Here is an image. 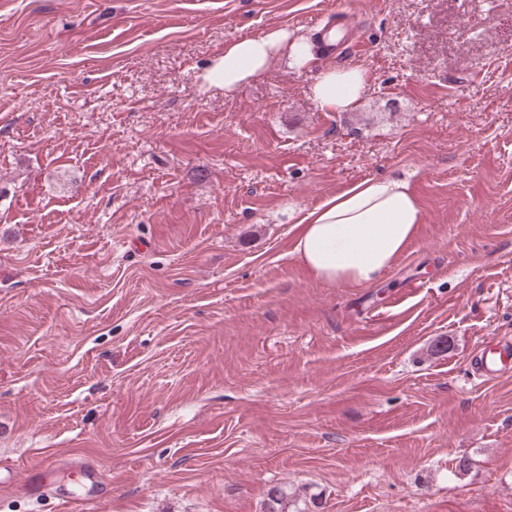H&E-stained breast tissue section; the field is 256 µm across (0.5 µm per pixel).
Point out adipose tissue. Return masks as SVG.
Here are the masks:
<instances>
[{
  "mask_svg": "<svg viewBox=\"0 0 512 512\" xmlns=\"http://www.w3.org/2000/svg\"><path fill=\"white\" fill-rule=\"evenodd\" d=\"M302 68L312 46L301 35L274 27L225 44L204 75L209 87L232 93L265 73L275 57ZM366 89L363 69L322 72L312 87L320 110L354 107ZM422 222L421 206L407 181L368 178L331 195L299 220L294 255L317 280L331 285L377 282L403 253Z\"/></svg>",
  "mask_w": 512,
  "mask_h": 512,
  "instance_id": "ef3b65f1",
  "label": "adipose tissue"
}]
</instances>
